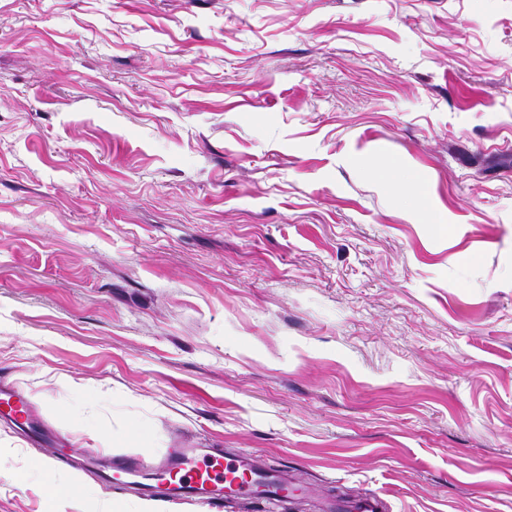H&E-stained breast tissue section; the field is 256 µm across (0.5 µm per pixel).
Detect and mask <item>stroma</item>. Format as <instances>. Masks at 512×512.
<instances>
[{"label":"stroma","instance_id":"35a3bbf8","mask_svg":"<svg viewBox=\"0 0 512 512\" xmlns=\"http://www.w3.org/2000/svg\"><path fill=\"white\" fill-rule=\"evenodd\" d=\"M0 381V512L172 448L512 512V0H0ZM0 411L5 417L24 419L23 423H32L35 419L26 399L14 385L0 389Z\"/></svg>","mask_w":512,"mask_h":512}]
</instances>
